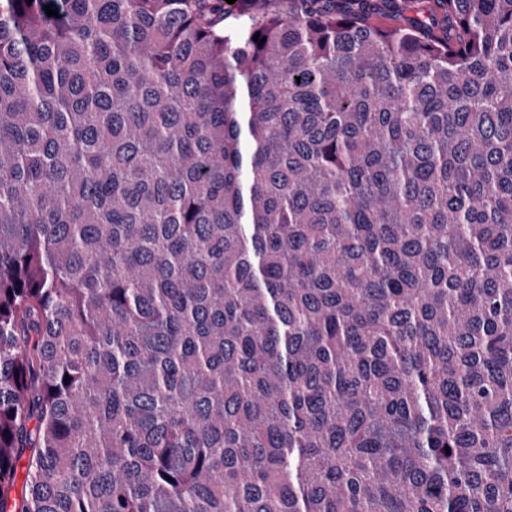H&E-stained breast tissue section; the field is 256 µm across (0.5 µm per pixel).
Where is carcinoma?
Segmentation results:
<instances>
[{
	"label": "carcinoma",
	"instance_id": "1",
	"mask_svg": "<svg viewBox=\"0 0 512 512\" xmlns=\"http://www.w3.org/2000/svg\"><path fill=\"white\" fill-rule=\"evenodd\" d=\"M405 12L0 0V512H512V0Z\"/></svg>",
	"mask_w": 512,
	"mask_h": 512
}]
</instances>
